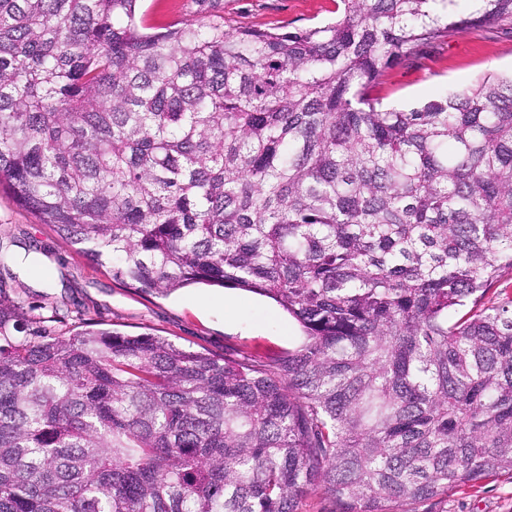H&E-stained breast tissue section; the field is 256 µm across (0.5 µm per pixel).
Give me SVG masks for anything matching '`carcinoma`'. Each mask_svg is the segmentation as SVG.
I'll list each match as a JSON object with an SVG mask.
<instances>
[{
    "instance_id": "cac0c4a2",
    "label": "carcinoma",
    "mask_w": 512,
    "mask_h": 512,
    "mask_svg": "<svg viewBox=\"0 0 512 512\" xmlns=\"http://www.w3.org/2000/svg\"><path fill=\"white\" fill-rule=\"evenodd\" d=\"M138 2L0 0V186L123 284L249 291L303 342L48 336L0 298V512H445L512 474V76L379 95L512 0L282 33Z\"/></svg>"
}]
</instances>
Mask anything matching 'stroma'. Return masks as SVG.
Returning a JSON list of instances; mask_svg holds the SVG:
<instances>
[{
	"instance_id": "35a3bbf8",
	"label": "stroma",
	"mask_w": 512,
	"mask_h": 512,
	"mask_svg": "<svg viewBox=\"0 0 512 512\" xmlns=\"http://www.w3.org/2000/svg\"><path fill=\"white\" fill-rule=\"evenodd\" d=\"M148 24L219 20L230 28L288 31L337 17L336 0H140ZM512 71V26H474L428 49L418 64L389 69L384 102L409 106L472 84L489 72ZM0 291L26 320L53 335L84 324L163 336L196 351L264 354L297 347V324L272 300L203 284L167 296L142 293L78 253L50 225L0 191ZM445 512H512V475L453 492Z\"/></svg>"
}]
</instances>
